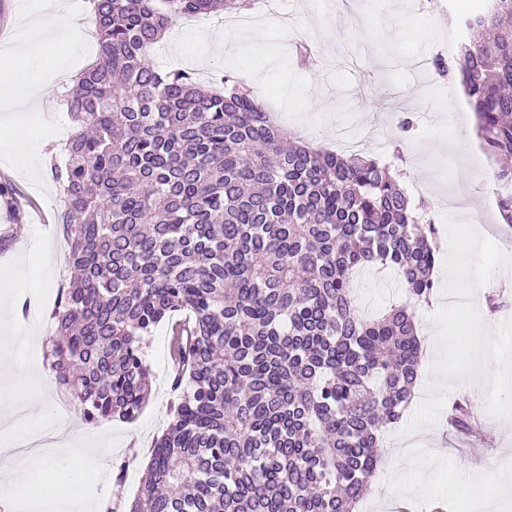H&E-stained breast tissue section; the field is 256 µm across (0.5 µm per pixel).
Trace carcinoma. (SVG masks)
<instances>
[{
  "mask_svg": "<svg viewBox=\"0 0 512 512\" xmlns=\"http://www.w3.org/2000/svg\"><path fill=\"white\" fill-rule=\"evenodd\" d=\"M91 2L100 50L50 165L73 266L53 310L56 382L86 424L136 419L146 338L165 324L183 395L126 512H357L382 429L413 398L436 225L390 164L283 146L235 72L206 85L154 65L176 20L247 0ZM463 28L431 67L462 85L483 149L512 157V0ZM370 266L396 269L407 299L367 320L353 277ZM448 420L476 436L468 400Z\"/></svg>",
  "mask_w": 512,
  "mask_h": 512,
  "instance_id": "1",
  "label": "carcinoma"
}]
</instances>
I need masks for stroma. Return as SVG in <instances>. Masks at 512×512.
<instances>
[{
  "mask_svg": "<svg viewBox=\"0 0 512 512\" xmlns=\"http://www.w3.org/2000/svg\"><path fill=\"white\" fill-rule=\"evenodd\" d=\"M290 24L262 19L258 26L225 30L214 17L194 26L175 23L157 50V66L177 65L220 78L225 71L248 72L249 88L276 115L290 140L335 148L336 135L347 131L365 139V156L392 158L401 153L400 183L409 195H421L439 229L433 279L443 306L416 311L417 332L433 339L431 370L417 380L427 400L409 404L403 419L383 430L395 439L411 429L419 434L412 461L404 465L409 482L408 508L431 512H468L471 498L512 485V279L502 269L512 264V224L504 223L497 205L494 178L501 163L486 154L475 133L471 111L453 112L446 80L420 74L419 58L435 55L448 37V13L427 9L423 0H286ZM84 48L63 42L41 56L45 81L56 103L46 119L23 113L15 120L7 143H0V182L12 190L0 199V362L27 348L29 319L46 318V336L56 326L50 316L71 270L57 215L61 192L51 176L49 159L58 155L61 138L73 122L64 96L76 74L97 55L95 29L84 34ZM314 51L313 65H299L297 45ZM410 120L402 131V120ZM41 144L38 164L28 148ZM51 264L52 275L42 273ZM483 275L484 287L469 295L463 286L472 270ZM30 298L28 320L15 317L6 291ZM498 295L491 318L502 335L496 345L474 332L464 308L472 298ZM356 303L368 317L383 314L406 293L392 269L372 268L356 281ZM147 362L153 372L150 397L137 419H105L83 424L79 404L69 390L51 385L37 391L22 375L0 382V433L14 425L20 406L15 399L34 394L41 414L55 415L65 400L68 417L79 425L87 443L112 448L111 473L92 479L83 494L93 505L130 503L139 494L144 464L154 439L167 426L177 394L170 386L168 337L165 327L150 336ZM503 370L508 383L489 393L472 394L478 438L461 439L447 424L457 401L450 387L469 369Z\"/></svg>",
  "mask_w": 512,
  "mask_h": 512,
  "instance_id": "35a3bbf8",
  "label": "stroma"
}]
</instances>
